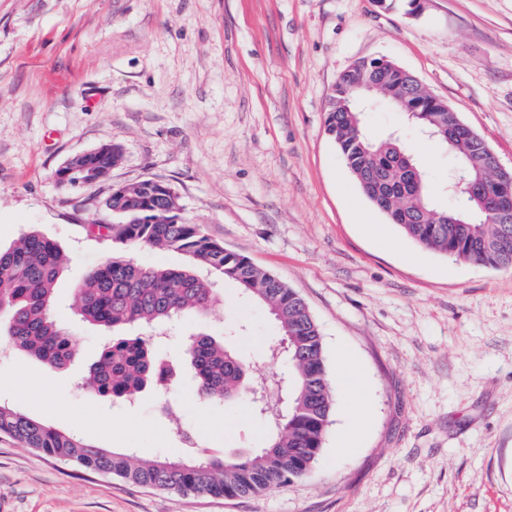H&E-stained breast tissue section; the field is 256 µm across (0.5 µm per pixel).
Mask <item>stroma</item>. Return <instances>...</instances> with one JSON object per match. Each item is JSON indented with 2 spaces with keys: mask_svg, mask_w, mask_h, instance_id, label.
I'll list each match as a JSON object with an SVG mask.
<instances>
[{
  "mask_svg": "<svg viewBox=\"0 0 512 512\" xmlns=\"http://www.w3.org/2000/svg\"><path fill=\"white\" fill-rule=\"evenodd\" d=\"M413 73L512 167V0H0V244L36 230L70 262L55 315L78 355L56 371L0 344V403L98 447L143 458L259 447L246 406L197 397L183 341L223 338L259 375L278 330L220 283L213 305L168 326L157 354L178 363L170 395L126 404L81 379L111 332L77 321L74 288L121 255L179 266L175 251L94 237L112 188L168 183L185 217L294 288L322 339L335 405L311 472L246 499L186 495L46 457L0 435V512H512V272L407 239L362 194L325 112L355 60ZM368 133L397 132L427 173L435 208H455L453 156L377 105ZM109 181L75 191L56 170L105 141ZM384 227L370 234L367 223Z\"/></svg>",
  "mask_w": 512,
  "mask_h": 512,
  "instance_id": "1",
  "label": "stroma"
}]
</instances>
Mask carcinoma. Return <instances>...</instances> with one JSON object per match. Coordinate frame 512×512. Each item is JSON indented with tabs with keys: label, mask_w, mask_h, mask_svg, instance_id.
<instances>
[{
	"label": "carcinoma",
	"mask_w": 512,
	"mask_h": 512,
	"mask_svg": "<svg viewBox=\"0 0 512 512\" xmlns=\"http://www.w3.org/2000/svg\"><path fill=\"white\" fill-rule=\"evenodd\" d=\"M348 76L338 77L325 112L328 134L363 193L379 194L393 202L406 237L432 252L497 270L512 271V212L507 217L485 216L457 223L474 206L476 188L464 184L460 209L438 211L425 194V175L400 138L373 140L366 132L364 113L355 110ZM383 98L426 129L465 167L470 181L475 169L490 162L461 132L448 138L449 113L420 85L405 81L397 71L385 75ZM119 145L106 141L94 150L66 161L58 173L62 187L77 189V180L92 175L104 182L120 161ZM107 208L119 217L110 224H94L91 231L117 244L139 249L181 253L187 264L179 268L146 266L114 257L89 272L75 288L77 318L106 331L138 327L134 336L102 346L84 385L116 400L133 403L149 384L168 381V371L153 355L155 328L187 311L207 309L214 302V282L201 277L206 270L228 280L274 310L281 340L279 354L288 360L289 386L280 405L254 401V389L268 388L254 377L248 360L216 338L200 334L186 342L198 397L217 403L244 401L270 427L264 446L245 454L192 460L158 457L145 460L132 452L115 453L88 440L0 404V434L44 455L74 462L94 472L117 476L142 487L174 489L182 493L246 497L288 483L289 472L300 465L311 471L321 453L334 407L331 380L323 355L320 331L299 293L247 257L224 249L203 234L200 225L182 215L174 190L155 181L128 183L110 196ZM67 265L60 246L32 230L11 245L0 247V341L24 351L55 370L67 368L77 349L71 332L54 314L55 284ZM312 403L310 413L296 407Z\"/></svg>",
	"instance_id": "obj_1"
}]
</instances>
